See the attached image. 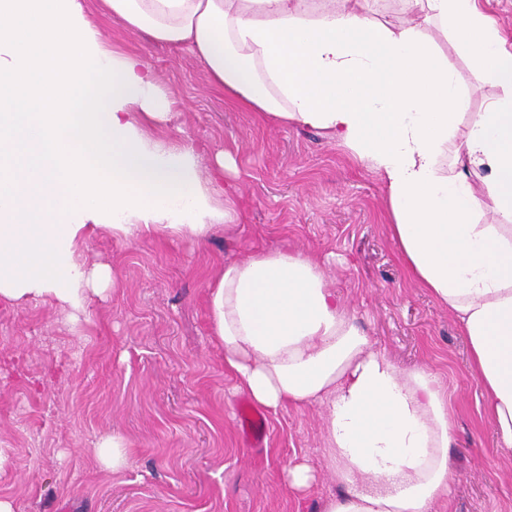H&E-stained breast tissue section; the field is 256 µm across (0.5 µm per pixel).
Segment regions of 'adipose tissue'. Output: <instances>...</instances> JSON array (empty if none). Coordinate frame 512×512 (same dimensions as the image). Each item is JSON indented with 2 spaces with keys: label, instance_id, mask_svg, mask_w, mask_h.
<instances>
[{
  "label": "adipose tissue",
  "instance_id": "obj_1",
  "mask_svg": "<svg viewBox=\"0 0 512 512\" xmlns=\"http://www.w3.org/2000/svg\"><path fill=\"white\" fill-rule=\"evenodd\" d=\"M385 23L363 0H97L149 43L188 50L225 98L346 146L382 182L410 274L467 338L500 449L512 450V45L486 0H407ZM495 94L471 93L437 41ZM174 100L144 55L112 50L82 0H0V302L52 299L68 318L115 285L78 240L98 229L206 241L240 222L193 146L151 136ZM213 336L239 387L279 411L319 407V512H435L454 474L443 386L378 350L316 257L257 251L225 262Z\"/></svg>",
  "mask_w": 512,
  "mask_h": 512
}]
</instances>
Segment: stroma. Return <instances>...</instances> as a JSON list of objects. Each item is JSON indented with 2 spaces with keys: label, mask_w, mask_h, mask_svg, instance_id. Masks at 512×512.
I'll list each match as a JSON object with an SVG mask.
<instances>
[{
  "label": "stroma",
  "mask_w": 512,
  "mask_h": 512,
  "mask_svg": "<svg viewBox=\"0 0 512 512\" xmlns=\"http://www.w3.org/2000/svg\"><path fill=\"white\" fill-rule=\"evenodd\" d=\"M91 18L113 49L145 54L177 102L154 133L237 164L240 224L206 242L101 230L79 241L115 286L69 324L53 301L0 304V498L16 512H318L337 486L298 495L287 466L318 464V409L265 412L262 447L243 439L245 400L212 336L209 290L225 261L263 250L315 254L360 329L404 368L441 381L453 413L454 485L439 512H512V452L497 448L469 346L447 308L409 276L390 234L376 175L320 132L226 103L186 52ZM123 434L129 464L104 470L94 448Z\"/></svg>",
  "instance_id": "1"
}]
</instances>
